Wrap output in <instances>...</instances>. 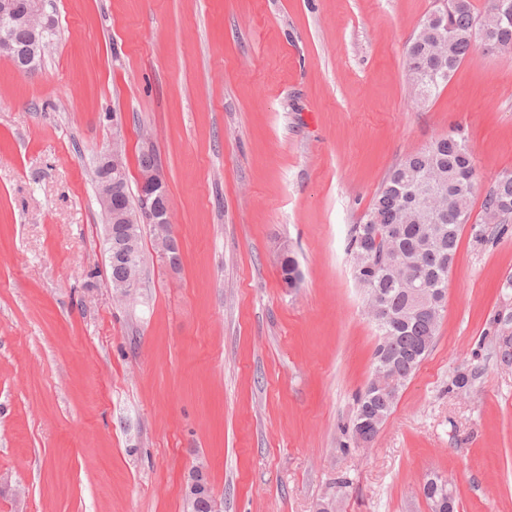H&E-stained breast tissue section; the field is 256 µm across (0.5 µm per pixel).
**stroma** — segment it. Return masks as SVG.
Here are the masks:
<instances>
[{"instance_id": "stroma-1", "label": "stroma", "mask_w": 512, "mask_h": 512, "mask_svg": "<svg viewBox=\"0 0 512 512\" xmlns=\"http://www.w3.org/2000/svg\"><path fill=\"white\" fill-rule=\"evenodd\" d=\"M443 6L45 0L55 35L36 74L0 56V475L25 490L0 512H183L200 457L223 512H430L431 472L457 512H512L495 334L512 227L471 229L512 171V55L477 48L413 101L406 49ZM451 131L474 151L472 223L432 350L362 448L347 427L378 335L350 229L396 163ZM116 132L130 180L154 150L180 243L173 267L145 231L124 302L94 177Z\"/></svg>"}]
</instances>
